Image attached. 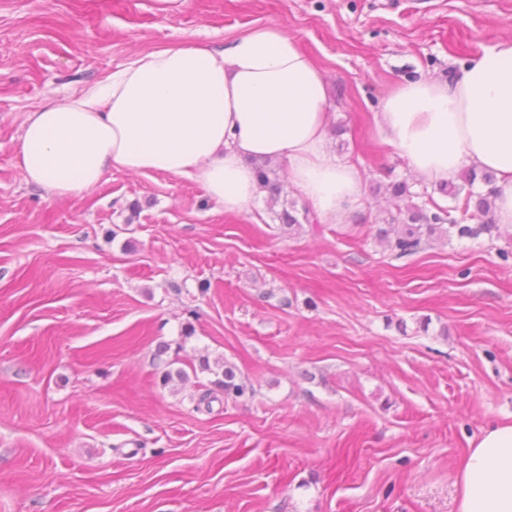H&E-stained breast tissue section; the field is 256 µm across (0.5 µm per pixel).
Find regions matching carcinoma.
Masks as SVG:
<instances>
[{
	"instance_id": "carcinoma-1",
	"label": "carcinoma",
	"mask_w": 512,
	"mask_h": 512,
	"mask_svg": "<svg viewBox=\"0 0 512 512\" xmlns=\"http://www.w3.org/2000/svg\"><path fill=\"white\" fill-rule=\"evenodd\" d=\"M254 170L261 189L267 192L270 202L276 204L284 194V184L279 171L270 161L254 162ZM459 183H445L439 185V192L452 198L466 193L464 212L468 216L448 221L451 209H447L430 199L419 205L413 202L415 193L411 185L401 180L391 185L392 194L402 200H408L404 207L397 209V213L390 215L387 223L392 231L384 230L381 239L387 248L398 257H404L419 252L424 245L435 238L442 236L458 238H477L482 234H490L497 228L494 221L492 198L495 195L494 176L475 168H467L458 176ZM482 183L485 191L474 193V185ZM473 223H467V220ZM222 370L224 379L217 380L214 385L224 391L226 395L242 397L250 392L248 385L236 380L234 368L230 365H217Z\"/></svg>"
}]
</instances>
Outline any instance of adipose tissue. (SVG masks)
Here are the masks:
<instances>
[{
  "label": "adipose tissue",
  "instance_id": "adipose-tissue-1",
  "mask_svg": "<svg viewBox=\"0 0 512 512\" xmlns=\"http://www.w3.org/2000/svg\"><path fill=\"white\" fill-rule=\"evenodd\" d=\"M326 80L294 38L257 26L224 47L174 42L134 57L98 85L27 115L26 184L76 198L112 168L189 179L225 212L260 194L251 160L286 161L316 218L346 213L363 175L330 148ZM380 139L427 182L463 165L491 170L497 223L512 226V40L454 83L408 81L374 117ZM457 512H512V423L485 430L456 477Z\"/></svg>",
  "mask_w": 512,
  "mask_h": 512
}]
</instances>
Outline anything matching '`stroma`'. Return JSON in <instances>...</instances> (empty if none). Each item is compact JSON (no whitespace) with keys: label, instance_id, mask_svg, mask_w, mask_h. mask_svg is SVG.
<instances>
[{"label":"stroma","instance_id":"obj_1","mask_svg":"<svg viewBox=\"0 0 512 512\" xmlns=\"http://www.w3.org/2000/svg\"><path fill=\"white\" fill-rule=\"evenodd\" d=\"M257 25L328 83L332 150L365 174L346 214L292 234L266 197L227 213L164 173L24 182L27 112ZM509 38L512 0H0V512H456L473 441L512 422V232L391 256L393 182L455 201L373 115ZM215 366L219 369L224 368L222 371V376H224V380H217L214 382V385L224 391V395H234L235 397H242L246 393L250 392L251 389L248 385L242 380H236V374L234 372V368L231 365L227 364H219V362H215Z\"/></svg>","mask_w":512,"mask_h":512}]
</instances>
